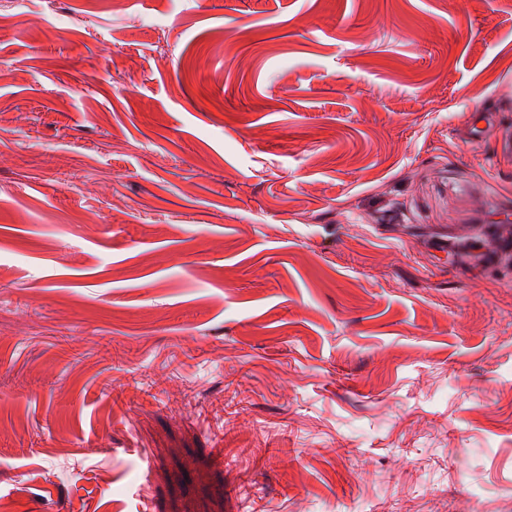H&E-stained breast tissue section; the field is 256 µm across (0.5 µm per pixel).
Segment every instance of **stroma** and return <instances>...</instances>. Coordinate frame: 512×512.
<instances>
[{
  "instance_id": "1",
  "label": "stroma",
  "mask_w": 512,
  "mask_h": 512,
  "mask_svg": "<svg viewBox=\"0 0 512 512\" xmlns=\"http://www.w3.org/2000/svg\"><path fill=\"white\" fill-rule=\"evenodd\" d=\"M38 2L0 512H512V0Z\"/></svg>"
}]
</instances>
